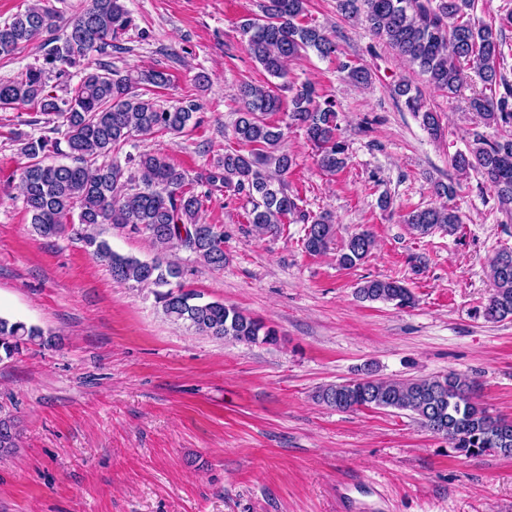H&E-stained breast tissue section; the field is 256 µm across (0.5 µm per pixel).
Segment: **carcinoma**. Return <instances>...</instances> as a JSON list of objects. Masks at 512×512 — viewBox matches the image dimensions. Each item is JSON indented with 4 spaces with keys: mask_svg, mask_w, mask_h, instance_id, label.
Returning a JSON list of instances; mask_svg holds the SVG:
<instances>
[{
    "mask_svg": "<svg viewBox=\"0 0 512 512\" xmlns=\"http://www.w3.org/2000/svg\"><path fill=\"white\" fill-rule=\"evenodd\" d=\"M476 0H337L348 15H364L368 30L418 66L434 87L450 95L460 93L464 68L479 78L482 89L473 92L469 107L484 124L504 131L488 140L474 134L467 151L452 158L456 172L481 173L493 188L499 203L512 205V86L500 77L498 65L502 30L475 15ZM307 0H264L261 14L240 21L247 50L275 79L285 77L288 59L313 50L324 59L337 60V69L357 85L371 83L363 66L340 60L336 41L322 28L302 22ZM133 19L122 0H88L81 11L64 19L54 0H31L24 11L0 24V58L13 55L21 45L43 39L42 62L21 76L0 82V109L28 106L47 116L51 135L18 134L20 153L29 159L20 174L25 208L35 232L45 239L64 236L82 242L107 267L117 282L164 287L156 293L163 314L202 336L243 344H274L275 329L262 320L221 301L172 283L183 275L180 266L165 260L177 243L204 263L224 267V232L199 219L202 198L210 188H231L246 193L252 203L251 223L267 232L280 230L284 218L298 215L308 223L303 244L310 254H321L334 237L332 216L325 212L309 218L288 190L286 176L294 165L281 150V126L266 121L280 110L278 91L289 99L288 125L305 131L316 148L317 163L329 173L342 171L347 148L340 140L334 103L319 101L313 83L294 88L286 84H247L240 89L243 108L233 125V136L247 152L224 153L204 178L189 183L186 174L155 153L127 154L124 164H97L137 136L158 132L177 134L196 118V104L162 109L148 96L147 88H167L171 75L147 69L133 78L112 69L100 57L118 43ZM79 69L77 85L58 96L47 90L50 76H68ZM394 93L405 99L409 111L421 117L430 135L440 133L437 113L422 110L420 95L408 82ZM48 152L70 159L68 164H45ZM209 190L199 193L195 185ZM405 223L421 234L435 230L454 235L462 224L451 207L442 205L414 209ZM111 224L144 232L157 250L152 261L120 255L102 237L99 226ZM374 238L363 230L346 241L338 262L352 267L367 258ZM493 293L483 315L491 321L512 318V252L496 255L490 265ZM359 298L415 305V297L401 281L373 278L357 288ZM54 335L41 327L0 317V361L10 359L29 345L50 347ZM474 381L458 373L444 377H419L383 381L367 371L363 376L319 388L318 402L340 411L361 408L408 411L421 426L448 439L452 449L466 459L496 453L512 456V420L493 417L475 401ZM15 447L13 424L0 418V452Z\"/></svg>",
    "mask_w": 512,
    "mask_h": 512,
    "instance_id": "1",
    "label": "carcinoma"
}]
</instances>
